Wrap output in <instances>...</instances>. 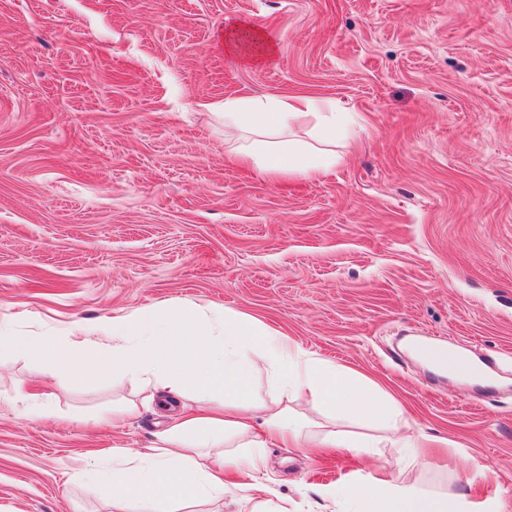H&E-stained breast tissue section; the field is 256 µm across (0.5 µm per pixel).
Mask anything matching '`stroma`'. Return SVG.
Segmentation results:
<instances>
[{
	"instance_id": "35a3bbf8",
	"label": "stroma",
	"mask_w": 512,
	"mask_h": 512,
	"mask_svg": "<svg viewBox=\"0 0 512 512\" xmlns=\"http://www.w3.org/2000/svg\"><path fill=\"white\" fill-rule=\"evenodd\" d=\"M233 21L275 60L227 54ZM230 96L312 97L363 126L337 134L332 174L275 180L225 150ZM173 302L275 327L445 440L410 467L267 448L265 491L229 486L222 512H327L353 478L512 512V0H0V316L74 330ZM414 340L497 384L434 372ZM164 422L130 381L0 353V512H115L71 474ZM221 37L225 51L245 64L268 62L277 52L276 43L266 32L244 22L224 27ZM249 46L254 50L247 52Z\"/></svg>"
}]
</instances>
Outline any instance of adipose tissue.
I'll return each instance as SVG.
<instances>
[{
  "instance_id": "1",
  "label": "adipose tissue",
  "mask_w": 512,
  "mask_h": 512,
  "mask_svg": "<svg viewBox=\"0 0 512 512\" xmlns=\"http://www.w3.org/2000/svg\"><path fill=\"white\" fill-rule=\"evenodd\" d=\"M225 51L246 64L270 61L277 52L263 30L241 22L225 27ZM315 113L308 138L294 136L302 115ZM360 118L323 112L305 96L268 100L244 96L224 101V143L242 167L271 176L316 178L336 164V131L359 126ZM44 361L51 375L77 385L94 375H112L138 385L171 423L156 432L139 458L112 451L90 481L111 493L119 512H170L175 503L223 497L224 470L235 467L262 491L257 480L260 451L274 440L304 448H337L358 454L386 446L401 462L423 456L427 435L406 418L394 399L363 375L306 350L269 324L228 309L199 304L139 310L74 330L22 335L12 318H0V349ZM274 395H255L259 379ZM308 396L313 414L292 412L289 401ZM367 421L389 431L386 440L355 438L341 430L318 434V416ZM249 449L247 458L233 456ZM336 512H469L462 497H431L391 484L345 483L326 489Z\"/></svg>"
}]
</instances>
